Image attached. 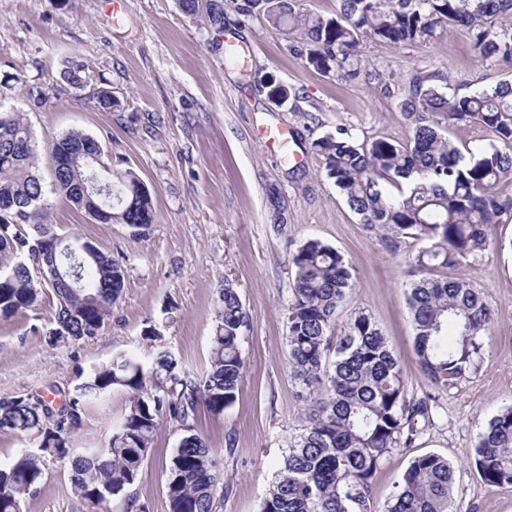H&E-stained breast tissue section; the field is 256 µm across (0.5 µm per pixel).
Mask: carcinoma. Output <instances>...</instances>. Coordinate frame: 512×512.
<instances>
[{"instance_id": "carcinoma-1", "label": "carcinoma", "mask_w": 512, "mask_h": 512, "mask_svg": "<svg viewBox=\"0 0 512 512\" xmlns=\"http://www.w3.org/2000/svg\"><path fill=\"white\" fill-rule=\"evenodd\" d=\"M184 11H205L209 21L224 24L219 0H179ZM339 12L323 17L300 11L298 0H243L238 10L258 13L274 28L298 31L296 54L321 73L337 72L355 80L361 75L358 49L371 36L405 45L434 36L445 25L472 33L479 60L512 66V0H339ZM72 86L92 79L80 62L63 72ZM268 98L283 105L290 89L273 79L262 82ZM411 127L406 144L386 138L358 142L345 128L312 142L325 161L326 175L346 197L361 223L396 240L418 237L429 242L416 256L422 268L454 269L496 246L495 219L512 211V198L499 184L512 180V154L485 149L466 160L444 133V126L478 124L512 143V81L469 94L458 92L449 72H417L400 103ZM91 136L64 133L57 142L81 147ZM53 171L67 185L89 174L85 162ZM395 187L391 195L384 184ZM128 196L132 206L116 203ZM45 190L38 173L31 129L17 112L0 110V318L9 319L50 293L57 300L53 345L95 336L112 313L125 281L123 264L85 241L90 253L70 260L83 291L69 295L58 284L37 281L36 232L55 238ZM106 204L112 218L103 222L142 229L154 223L150 190L132 170L112 174ZM293 294L286 306L288 365L306 389H318L308 425L290 442L259 512H377L371 481L391 450L411 447L431 425L432 398L406 397L399 360L370 314L358 310L343 325L338 310L354 283L344 256L317 239L301 245L290 259ZM414 349L435 386L449 388L475 370L483 351L491 309L483 292L456 277L421 278L407 297ZM249 317L230 283L220 289L210 337L207 367L200 376L185 369L181 357L161 343L156 328L142 335L149 366L135 353H122L74 391L68 404L56 408L44 397L0 398V430L39 440L0 466V512H22V501L43 479L49 461L67 462L81 512H112V496L134 484L151 448L159 422L166 417L187 427L165 465L169 512H213L227 486L221 459L196 429L200 410L217 413L230 406L243 376V329ZM123 388L129 404L108 441L79 451L67 446L80 426L83 406ZM475 467L489 485H512V406L488 422L473 450ZM453 468L444 457L415 458L398 490L382 512H457L452 498Z\"/></svg>"}]
</instances>
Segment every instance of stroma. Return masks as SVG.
Returning <instances> with one entry per match:
<instances>
[{
	"instance_id": "stroma-1",
	"label": "stroma",
	"mask_w": 512,
	"mask_h": 512,
	"mask_svg": "<svg viewBox=\"0 0 512 512\" xmlns=\"http://www.w3.org/2000/svg\"><path fill=\"white\" fill-rule=\"evenodd\" d=\"M119 2L116 11L110 0H0V107L19 112L31 128L52 227L60 237L94 243L126 267L122 295L92 339L50 345L45 333L54 307L48 295L0 319V398L44 396L62 404L95 367L136 350L149 326L188 368L203 372L218 291L232 283L249 316L241 340L243 377L223 412H199L197 430L225 452L229 490L215 512H258L308 416L288 367L285 307L293 288L289 260L307 240L318 239L351 266L353 294L339 322L359 309L371 314L400 360L408 398L437 399L424 434L412 447L386 454L374 474L377 512L412 460L424 454L453 464L457 512H512V486L486 484L467 459L488 421L512 406V214L494 226L496 249L452 271L429 272L466 280L493 312L478 371L440 389L417 362L407 304L425 241L391 243L361 224L312 148L314 139L340 127L360 141H406L399 103L414 73L448 69L460 93L468 94L512 80V69L480 61L471 34L460 29L399 47L364 39L365 66L393 76L385 88L308 67L293 50L298 35L238 13L234 0H223L220 32L183 13L177 0ZM231 45L240 51L239 64L225 59ZM72 56L94 73L85 87L63 78V61ZM267 78L291 89L287 104L268 99ZM99 88L111 89L112 110L91 102ZM269 127L287 132V155L262 140L261 130ZM72 130L101 143L102 165L133 170L149 188L156 220L144 232L94 220L53 190L49 145ZM128 400L117 388L87 404L73 447H101ZM180 437L176 423L161 421L136 482L128 494L113 497L112 512H127L131 496L149 512H168L164 468ZM78 510L68 469L55 461L23 501V512Z\"/></svg>"
}]
</instances>
